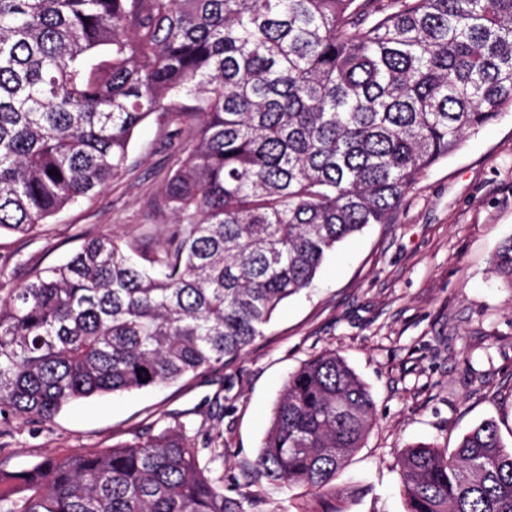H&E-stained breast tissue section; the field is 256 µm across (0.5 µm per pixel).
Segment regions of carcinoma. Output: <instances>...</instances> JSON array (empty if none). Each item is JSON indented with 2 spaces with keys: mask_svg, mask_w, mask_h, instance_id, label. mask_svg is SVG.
Returning <instances> with one entry per match:
<instances>
[{
  "mask_svg": "<svg viewBox=\"0 0 512 512\" xmlns=\"http://www.w3.org/2000/svg\"><path fill=\"white\" fill-rule=\"evenodd\" d=\"M512 109V0H0V232L28 235L129 171L159 113L180 158L161 247L105 236L0 300V417L238 360L338 244ZM53 174H48V171ZM496 266L512 288V237ZM144 381H139V378ZM375 404L325 350L288 375L256 467L345 512ZM184 427L0 462V512H243ZM397 465L407 512H512L486 419Z\"/></svg>",
  "mask_w": 512,
  "mask_h": 512,
  "instance_id": "1",
  "label": "carcinoma"
}]
</instances>
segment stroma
<instances>
[{"label": "stroma", "mask_w": 512, "mask_h": 512, "mask_svg": "<svg viewBox=\"0 0 512 512\" xmlns=\"http://www.w3.org/2000/svg\"><path fill=\"white\" fill-rule=\"evenodd\" d=\"M173 126L150 116L134 132L132 168L31 235L0 234V298L77 252L88 239L152 232L155 203L176 168ZM512 237V111L467 134L427 169L393 223L342 243L310 288L288 299L236 362L162 388L95 397L48 420L0 419V460L19 470L49 455L130 443L183 425L220 437L225 495L245 512H296L306 488L253 463L292 371L333 349L370 389L376 413L342 475L346 512H406L397 456L418 443L454 448L495 420L512 448V288L495 265Z\"/></svg>", "instance_id": "obj_1"}]
</instances>
